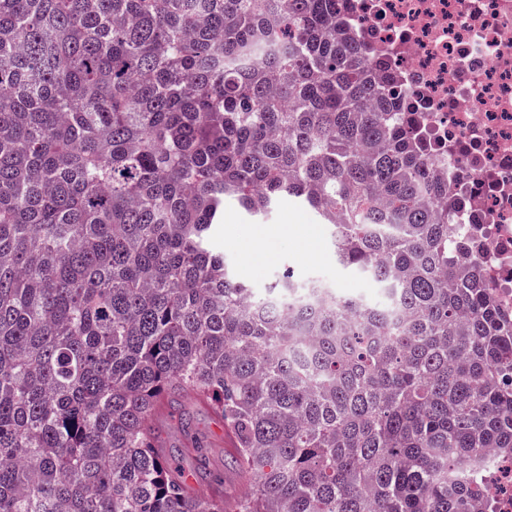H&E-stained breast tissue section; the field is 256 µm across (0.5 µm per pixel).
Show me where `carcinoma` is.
<instances>
[{
  "label": "carcinoma",
  "mask_w": 512,
  "mask_h": 512,
  "mask_svg": "<svg viewBox=\"0 0 512 512\" xmlns=\"http://www.w3.org/2000/svg\"><path fill=\"white\" fill-rule=\"evenodd\" d=\"M351 0H0V512H493L512 315ZM288 195L380 305L209 246ZM205 405L244 495L152 418Z\"/></svg>",
  "instance_id": "carcinoma-1"
}]
</instances>
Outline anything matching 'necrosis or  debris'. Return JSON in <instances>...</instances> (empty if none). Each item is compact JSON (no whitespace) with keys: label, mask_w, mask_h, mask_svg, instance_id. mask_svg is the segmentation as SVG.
Listing matches in <instances>:
<instances>
[{"label":"necrosis or debris","mask_w":512,"mask_h":512,"mask_svg":"<svg viewBox=\"0 0 512 512\" xmlns=\"http://www.w3.org/2000/svg\"><path fill=\"white\" fill-rule=\"evenodd\" d=\"M354 28L388 58L432 169L469 206L457 235L512 313V0H355Z\"/></svg>","instance_id":"1"}]
</instances>
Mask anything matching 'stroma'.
Returning a JSON list of instances; mask_svg holds the SVG:
<instances>
[{
    "label": "stroma",
    "mask_w": 512,
    "mask_h": 512,
    "mask_svg": "<svg viewBox=\"0 0 512 512\" xmlns=\"http://www.w3.org/2000/svg\"><path fill=\"white\" fill-rule=\"evenodd\" d=\"M273 226L278 232L264 242L261 256L251 255L249 245L254 231ZM210 243L214 250L224 254L247 286L258 294L278 276L287 273L297 281L318 280L372 302L384 299L380 289L368 279L340 269L327 225L319 223L311 209L285 197L277 201L272 212L260 221L237 205L226 204L224 221L214 226ZM159 430L172 458L179 460L185 469L195 468L196 462L183 458L182 450L195 444L206 459L208 476L220 475L225 481H232L229 467L232 439L223 423L205 405L191 401L172 405L160 420Z\"/></svg>",
    "instance_id": "1"
}]
</instances>
